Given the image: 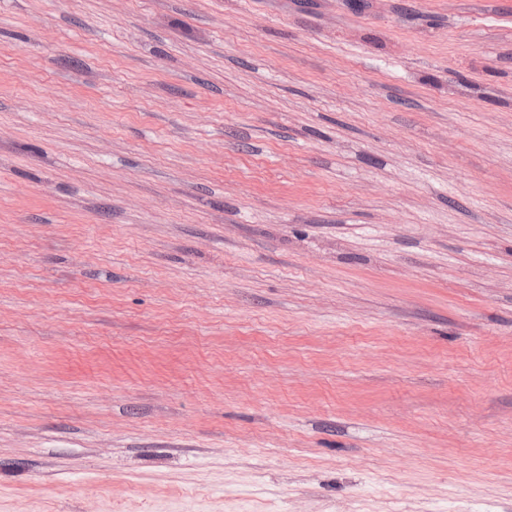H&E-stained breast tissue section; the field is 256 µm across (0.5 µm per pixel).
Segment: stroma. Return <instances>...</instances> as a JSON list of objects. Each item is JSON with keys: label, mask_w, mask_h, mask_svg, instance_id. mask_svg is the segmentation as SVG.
<instances>
[{"label": "stroma", "mask_w": 512, "mask_h": 512, "mask_svg": "<svg viewBox=\"0 0 512 512\" xmlns=\"http://www.w3.org/2000/svg\"><path fill=\"white\" fill-rule=\"evenodd\" d=\"M0 512H512V0H0Z\"/></svg>", "instance_id": "obj_1"}]
</instances>
